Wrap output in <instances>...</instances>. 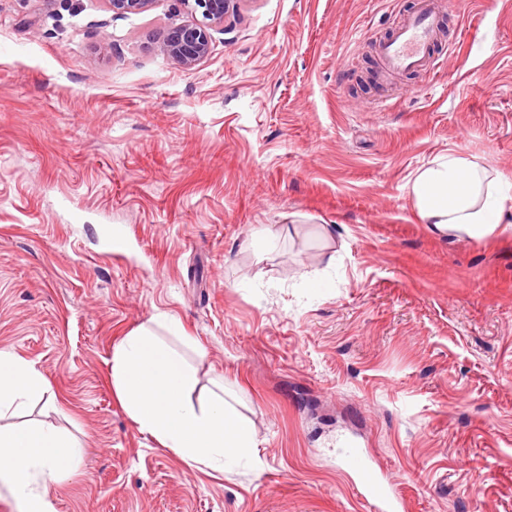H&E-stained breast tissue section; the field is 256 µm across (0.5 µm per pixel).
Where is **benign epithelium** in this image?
<instances>
[{
  "instance_id": "benign-epithelium-1",
  "label": "benign epithelium",
  "mask_w": 512,
  "mask_h": 512,
  "mask_svg": "<svg viewBox=\"0 0 512 512\" xmlns=\"http://www.w3.org/2000/svg\"><path fill=\"white\" fill-rule=\"evenodd\" d=\"M115 14H136L146 10L151 0H107ZM194 15L193 21L172 27L161 43V50L178 64L191 69L209 56L210 29L224 22L228 0H182Z\"/></svg>"
}]
</instances>
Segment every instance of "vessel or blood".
Returning <instances> with one entry per match:
<instances>
[{"instance_id":"1","label":"vessel or blood","mask_w":512,"mask_h":512,"mask_svg":"<svg viewBox=\"0 0 512 512\" xmlns=\"http://www.w3.org/2000/svg\"><path fill=\"white\" fill-rule=\"evenodd\" d=\"M443 0H417L413 9L380 40L377 56L383 70L400 75L418 69L437 74L444 61L434 54V46L444 26ZM348 465L360 474L364 497L370 499L376 512H398L399 504L386 483L358 454L347 456Z\"/></svg>"}]
</instances>
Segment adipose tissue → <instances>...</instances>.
I'll list each match as a JSON object with an SVG mask.
<instances>
[{
	"label": "adipose tissue",
	"mask_w": 512,
	"mask_h": 512,
	"mask_svg": "<svg viewBox=\"0 0 512 512\" xmlns=\"http://www.w3.org/2000/svg\"><path fill=\"white\" fill-rule=\"evenodd\" d=\"M410 192L420 222L439 237L491 240L512 214V181L455 151L418 169ZM192 344L176 323L153 317L114 345L112 387L141 434L182 460L220 468L255 448V433L223 391L203 390L197 366L181 352ZM48 391L33 362L0 349V491L17 512H55L49 487L81 457L79 443L53 424L5 423Z\"/></svg>",
	"instance_id": "ef3b65f1"
}]
</instances>
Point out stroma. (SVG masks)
<instances>
[{
	"mask_svg": "<svg viewBox=\"0 0 512 512\" xmlns=\"http://www.w3.org/2000/svg\"><path fill=\"white\" fill-rule=\"evenodd\" d=\"M414 0H231L193 69L181 0H0V348L84 444L56 512H512V223L432 235L409 182L454 150L512 180V0H455L434 77L380 85ZM123 233L122 256L103 247ZM257 446L224 470L141 435L112 347L156 315ZM347 464L359 472L363 496L373 502L376 511H398V501L389 492L387 484L365 464L357 453L348 454Z\"/></svg>",
	"mask_w": 512,
	"mask_h": 512,
	"instance_id": "35a3bbf8",
	"label": "stroma"
}]
</instances>
